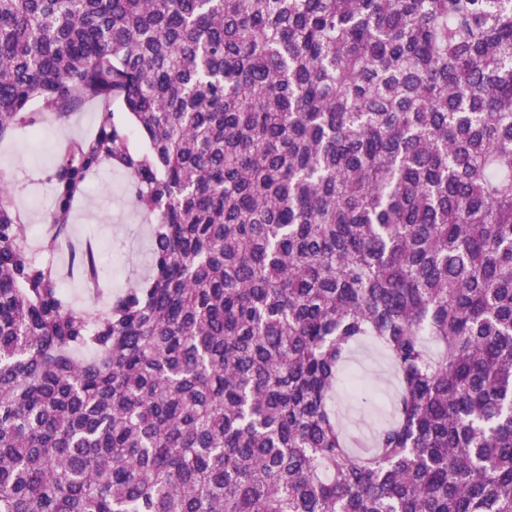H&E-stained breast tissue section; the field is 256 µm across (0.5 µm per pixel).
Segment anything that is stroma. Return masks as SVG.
I'll return each instance as SVG.
<instances>
[{"label":"stroma","instance_id":"1","mask_svg":"<svg viewBox=\"0 0 512 512\" xmlns=\"http://www.w3.org/2000/svg\"><path fill=\"white\" fill-rule=\"evenodd\" d=\"M30 109L41 116L37 134L10 131L0 137V198L20 214L23 223L36 229L46 223L53 208V175L59 162L55 155L37 160L36 152L89 136L98 108L89 103L64 119L36 102ZM71 234L76 240L101 242L102 273L116 276L119 284L148 271L150 221L134 205L130 176L111 164L90 174L85 194L72 208ZM346 373L383 396L394 390L388 367L371 345L356 349Z\"/></svg>","mask_w":512,"mask_h":512}]
</instances>
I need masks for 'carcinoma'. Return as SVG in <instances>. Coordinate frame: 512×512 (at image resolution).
<instances>
[{"mask_svg": "<svg viewBox=\"0 0 512 512\" xmlns=\"http://www.w3.org/2000/svg\"><path fill=\"white\" fill-rule=\"evenodd\" d=\"M36 100L103 105L48 247L109 161L150 270L78 312L0 201V512H512V0H0V136ZM346 374L369 387L377 388L384 398L390 396L394 390L390 370L369 344H363L356 349L347 365ZM382 411L380 413L369 412L368 408L362 407L349 393L341 390L339 398V418L342 424L349 428L350 432L359 438V429L364 426L371 428L372 421L376 428L381 421Z\"/></svg>", "mask_w": 512, "mask_h": 512, "instance_id": "carcinoma-1", "label": "carcinoma"}]
</instances>
